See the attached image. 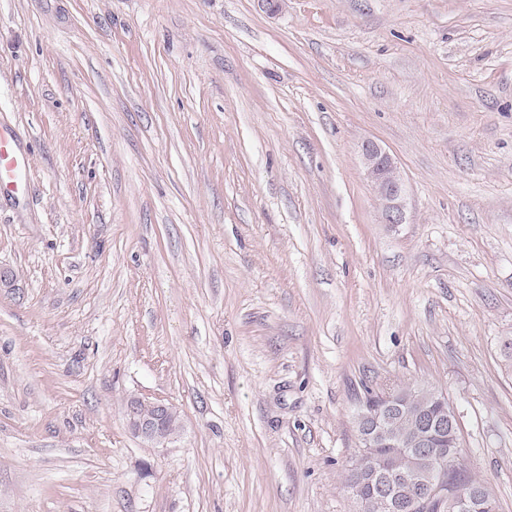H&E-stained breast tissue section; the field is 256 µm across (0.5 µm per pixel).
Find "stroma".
Returning a JSON list of instances; mask_svg holds the SVG:
<instances>
[{
    "instance_id": "1",
    "label": "stroma",
    "mask_w": 512,
    "mask_h": 512,
    "mask_svg": "<svg viewBox=\"0 0 512 512\" xmlns=\"http://www.w3.org/2000/svg\"><path fill=\"white\" fill-rule=\"evenodd\" d=\"M0 124V512H360L409 383L512 512V0H0ZM28 164V156L17 148L12 130L4 131L0 126V197L17 192ZM361 156L365 177L376 193L384 223H406L407 187L395 158L371 140L362 143ZM384 400L386 401V406L379 410H369L366 407L359 409L355 420V426L356 428H359V431H357L359 452L352 461V464L346 470L345 487L352 492L360 502L362 512H387L384 502L378 493L369 485L361 486L355 467L357 456L361 460L362 464H366L374 455L379 453V448H385L391 444L385 435L384 429L386 421L385 408L396 406L395 394H393V391L387 392V394L384 395ZM444 425L445 423L442 416H439L437 419L433 417L429 420H425V434L420 437L413 436V438L406 444L401 443V446L406 448L384 449L385 452H396L394 458L390 459L389 462H385V465L389 463L395 466L398 470H406L404 451L411 448H428L430 446V441L428 440L430 436L429 434L436 429L443 428ZM405 474L410 475L411 470H406L403 473L395 472L393 470H385L375 473L374 478L387 481L391 485L396 482L399 475ZM173 411L174 407L162 399L133 397L125 405V419L135 436L154 447H164L179 434L166 430Z\"/></svg>"
}]
</instances>
